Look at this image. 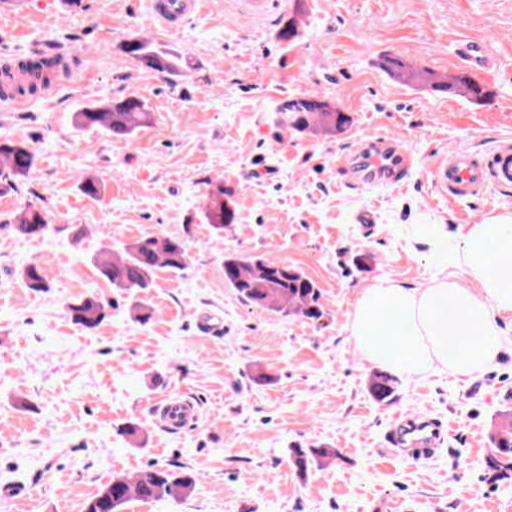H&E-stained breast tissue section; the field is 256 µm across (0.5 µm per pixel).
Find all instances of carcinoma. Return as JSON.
<instances>
[{"instance_id":"carcinoma-1","label":"carcinoma","mask_w":512,"mask_h":512,"mask_svg":"<svg viewBox=\"0 0 512 512\" xmlns=\"http://www.w3.org/2000/svg\"><path fill=\"white\" fill-rule=\"evenodd\" d=\"M125 55L154 71L176 76L182 69V58L153 42L139 38L123 43ZM382 69L391 77L404 82H419L435 92L480 104L489 96L486 88L466 76L447 78L428 69H417L399 57L387 56ZM281 124L296 132L334 134L349 122L344 113L319 105L312 94L289 96L277 104ZM151 112L138 97H128L104 105H89L74 113L79 128L104 130L115 138H128L136 130L150 125ZM36 155L24 140L0 139V190L16 192L19 182L34 167ZM82 193L92 199L100 198L103 186L94 176L81 178ZM224 179L207 182L203 216L214 233L223 236L224 228L236 220L237 201L224 203ZM48 224L41 208L29 205L0 227L22 237H39ZM188 252L183 239L155 235L136 239L119 250L106 248L94 256V266L100 276L113 288L129 294L145 293L153 285L154 271L167 268L182 272L187 268ZM21 277L27 288L46 291L50 288L48 273L37 263L24 266ZM224 282L234 288L240 300L248 306L265 309L283 317L301 315L310 320L323 316L321 292L302 270L283 262L259 256L227 254L224 257ZM111 305L91 293L67 306L72 321L86 330H94L109 317ZM397 381L376 371L369 380V392L380 404L392 400ZM493 449L486 461L487 470L497 480L512 479V418L506 419L490 436ZM338 451L324 446L294 448L290 460L296 471L305 476L315 465L329 463ZM196 485L192 469L181 467L146 468L133 476L116 474L95 495L84 503V512H124L132 500L150 502L166 497H189Z\"/></svg>"}]
</instances>
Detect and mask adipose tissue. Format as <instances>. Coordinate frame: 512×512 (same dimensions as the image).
Returning <instances> with one entry per match:
<instances>
[{"instance_id": "ef3b65f1", "label": "adipose tissue", "mask_w": 512, "mask_h": 512, "mask_svg": "<svg viewBox=\"0 0 512 512\" xmlns=\"http://www.w3.org/2000/svg\"><path fill=\"white\" fill-rule=\"evenodd\" d=\"M414 241L439 262L455 258L460 272L436 277L426 287L380 283L361 289L349 330L364 359L393 373L405 362L440 364L455 374L485 371L506 339L500 323H512V246L490 254L498 241L512 243V217L449 233L443 224H416Z\"/></svg>"}]
</instances>
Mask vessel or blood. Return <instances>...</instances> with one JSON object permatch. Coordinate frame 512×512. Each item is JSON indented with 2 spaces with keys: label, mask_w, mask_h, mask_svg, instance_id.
<instances>
[{
  "label": "vessel or blood",
  "mask_w": 512,
  "mask_h": 512,
  "mask_svg": "<svg viewBox=\"0 0 512 512\" xmlns=\"http://www.w3.org/2000/svg\"><path fill=\"white\" fill-rule=\"evenodd\" d=\"M201 0H150L151 13L169 32H178L187 17L196 12ZM408 164L406 154L381 147L370 157L376 173H385L391 161ZM433 181L439 193L449 200L478 197L488 187L512 185V145L504 143L495 148L487 164L476 163L467 151H460L440 159L433 170ZM157 411L165 427L178 430L193 421V410L184 402L164 399ZM442 437V427L434 419L415 414L403 417L387 433L386 441L396 452L421 456L428 454Z\"/></svg>",
  "instance_id": "vessel-or-blood-1"
}]
</instances>
